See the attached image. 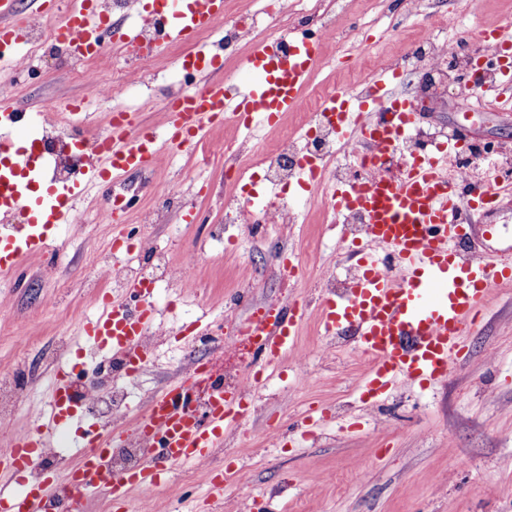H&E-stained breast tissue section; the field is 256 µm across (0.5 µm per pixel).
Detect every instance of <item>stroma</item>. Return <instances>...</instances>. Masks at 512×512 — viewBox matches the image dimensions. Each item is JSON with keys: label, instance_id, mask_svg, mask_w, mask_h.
Wrapping results in <instances>:
<instances>
[{"label": "stroma", "instance_id": "1", "mask_svg": "<svg viewBox=\"0 0 512 512\" xmlns=\"http://www.w3.org/2000/svg\"><path fill=\"white\" fill-rule=\"evenodd\" d=\"M264 6L265 0H224L222 20L193 42L167 44L155 53L151 91L117 100L93 94L86 76L48 57L30 60L27 72L15 77V60L27 54L16 44L0 60V101L34 112L45 98H86L80 134L88 143L117 107L132 113L137 125L164 131L166 89H186L204 78L226 82L238 74L233 64L204 78L188 77L180 62L217 41L225 22L260 13ZM448 7L460 29L470 33L512 21V0H485L477 15L468 0H448ZM431 10L430 0L418 12L409 11L405 0H345L337 28L346 30L354 22L368 26L370 36L324 43L327 65L311 78L307 97L359 80V71L337 64L338 51L371 61L397 57L421 39ZM425 106L420 124L471 133L494 151L512 146V110L475 106L453 90L428 97ZM296 122L292 112L271 126L215 121L205 135L212 151L172 149L154 168L90 189L76 205L75 222L55 229L52 252L27 257L14 273L0 276V372L38 364L26 390L0 417V448L47 412L56 365L112 366L89 353L80 326L100 315V294L123 295L108 275L113 227L101 221L114 196L127 205L128 231L151 245L150 251L133 253L129 266L148 265L156 249L172 271L152 287L159 336L148 362L134 380L117 382L130 414L142 412L152 394L206 356H213L217 371L239 367L232 351L210 350L207 333L232 337L253 309L275 299L308 305L295 347L250 388L251 421L225 432L208 465L171 467L159 483L133 491L123 508L101 493L83 499L78 512H141L147 503L157 512H253L275 505L285 512H512V286L494 291L484 319L469 331L463 359L447 377L426 387L400 384L389 397L366 404L359 399L366 360L355 338L324 336L319 329V287L351 265L341 249L343 225L314 207L309 192L296 183L286 202L304 213L305 221L276 226L268 236L254 237L230 224L226 231L233 240L219 246L209 240L205 223H197L200 214L206 220L224 215L230 190L224 182L226 149L250 147L252 163H260L264 149ZM161 183L171 197L165 205L155 197ZM156 209L165 215L159 224L148 219ZM286 258L298 265L296 277L281 276ZM245 269L256 286L246 302L228 306ZM17 329L24 330L25 341L15 339ZM306 415L316 423L303 434L298 421ZM228 470L235 479L223 496H214L213 477Z\"/></svg>", "mask_w": 512, "mask_h": 512}]
</instances>
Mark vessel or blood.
<instances>
[{"label":"vessel or blood","instance_id":"obj_1","mask_svg":"<svg viewBox=\"0 0 512 512\" xmlns=\"http://www.w3.org/2000/svg\"><path fill=\"white\" fill-rule=\"evenodd\" d=\"M154 7L164 13L170 40L187 43L222 15L224 0H156ZM27 18L21 17L15 0H0V44L17 43L27 30ZM104 26L97 0H81L79 9L64 16L53 32L96 52L105 45ZM476 37L488 44L486 58L503 74V104L512 107V28L482 30ZM317 54V42L308 39L295 42L287 55L274 45L257 46L241 63L242 89L232 92L224 83L208 82L183 91L168 106L163 142L137 127L130 113L113 114L80 178L69 185H49L36 198L30 191L43 179L45 161L26 149L28 130L0 137V213L28 214L26 223L0 226V275L13 273L24 257L51 247L47 229L72 223L76 201L87 187L157 166L165 147L193 145L216 118L236 126L275 124L299 106L307 62ZM396 79L385 66L371 93L353 96L340 89L331 96L327 110L340 141H368L373 156L381 158L413 128L414 106L394 95ZM327 206L359 210L368 218L363 237L347 250L357 260V276L342 294L325 297L319 305L325 335L354 331L368 358L361 399L384 398L400 383L446 377L464 347L468 327L484 316L495 289L512 285V241L497 225L477 226L468 217L476 210H501L499 194L490 186L465 191L430 151L401 176L381 171L366 183L337 186ZM388 255L397 275L384 269ZM101 300L103 313L82 324L80 333L92 348L110 351L129 374H138L147 363L146 337L156 315L151 290L132 280L124 299L105 294ZM305 315V306L296 301L269 304L247 316L241 333L273 365L292 349ZM204 374L202 365H194L149 399L138 417L139 435L149 447L140 467L112 471L109 456L124 431L118 425H92L83 436L79 463L63 475L45 467L43 460L54 436L78 413L69 403L76 373L55 370L48 414L0 451V480L24 485L20 493L0 491V512H50L55 497L77 502L99 491L118 503L133 490L155 484L161 467L207 460L222 447L225 431L248 422L253 411L245 394L225 391L219 377L211 381L208 413L192 411Z\"/></svg>","mask_w":512,"mask_h":512}]
</instances>
